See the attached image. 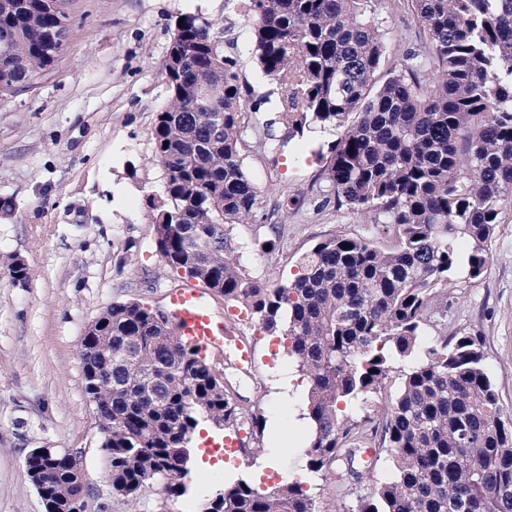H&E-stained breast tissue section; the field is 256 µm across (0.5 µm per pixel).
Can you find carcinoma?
<instances>
[{"label":"carcinoma","instance_id":"cac0c4a2","mask_svg":"<svg viewBox=\"0 0 512 512\" xmlns=\"http://www.w3.org/2000/svg\"><path fill=\"white\" fill-rule=\"evenodd\" d=\"M251 54L275 84L245 105L224 28L201 10L182 13L163 62L166 105L152 128L162 190L148 196L160 260L228 301L280 339L308 384L301 447L307 478L265 489L244 477L212 491L199 512H320L312 479L356 495L352 512H512V422L477 336H447L448 282L477 280L495 232L512 208V0H410L418 44L377 80L388 55L376 0H238ZM61 0H0V95L31 87L64 47L51 37ZM273 102L275 118L300 141L336 131L317 207L346 208L393 232L383 248L334 234L300 257L285 283L250 278L232 255L237 224L257 222L261 190L246 172L252 115ZM275 248L288 215L265 217ZM15 282L28 266L10 259ZM433 331L431 340L422 336ZM82 361L112 353L85 393L108 435L115 495L132 500L150 482L188 491V459L202 422L228 429L251 418L268 452L265 419L242 403L172 315L118 301L89 324ZM402 369L397 394L373 415L368 403ZM375 445L391 476L364 494L361 449ZM46 512L71 493L66 466H51Z\"/></svg>","mask_w":512,"mask_h":512}]
</instances>
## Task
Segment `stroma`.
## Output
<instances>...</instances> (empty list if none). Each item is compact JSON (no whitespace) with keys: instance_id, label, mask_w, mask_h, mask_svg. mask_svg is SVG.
I'll return each mask as SVG.
<instances>
[{"instance_id":"stroma-1","label":"stroma","mask_w":512,"mask_h":512,"mask_svg":"<svg viewBox=\"0 0 512 512\" xmlns=\"http://www.w3.org/2000/svg\"><path fill=\"white\" fill-rule=\"evenodd\" d=\"M198 6L212 19L234 22L224 52L237 58L240 78L254 94L268 90L232 0H65L68 29L53 70L31 88L0 97V197L15 202L12 215L0 217V512H45L25 474L33 448L77 452L87 486L83 512H198L225 474L262 477L258 467H234L204 453L203 438L225 436L205 423L193 439L184 496L165 495L156 482L136 500L117 497L78 354L86 326L113 302L167 311L170 292L192 285L160 262L146 200L163 178L151 162V130L168 98L162 63L171 27ZM378 14L390 29L388 58L396 60L415 43L417 23L407 0H381ZM334 139L331 132L310 134L300 162L294 139L249 158L263 210L288 213L269 253L255 245L266 226L234 227L231 245L253 279L288 281L299 256L335 232L392 243L391 233L353 214L317 210L314 190L324 178L317 155ZM13 257L29 267L26 282L10 279L6 264ZM448 298L449 335L480 336L502 413L512 415V209L497 227L484 277L449 284ZM235 328L248 337L255 362L249 377L228 370L225 380L265 418L276 472L287 480L304 476L296 416L305 391L280 386L298 373L276 338L252 320Z\"/></svg>"}]
</instances>
